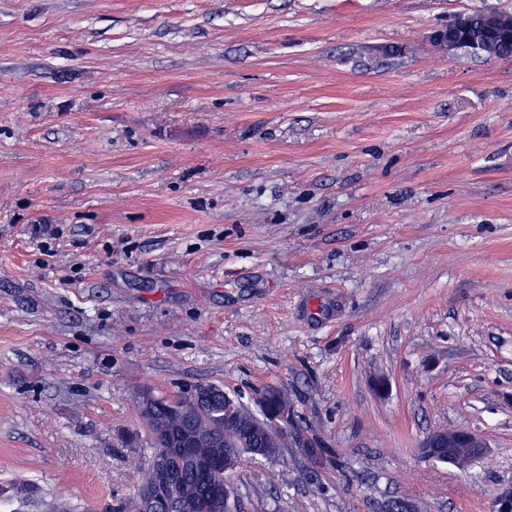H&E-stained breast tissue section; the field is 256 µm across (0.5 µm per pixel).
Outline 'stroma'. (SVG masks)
Instances as JSON below:
<instances>
[{"label": "stroma", "mask_w": 512, "mask_h": 512, "mask_svg": "<svg viewBox=\"0 0 512 512\" xmlns=\"http://www.w3.org/2000/svg\"><path fill=\"white\" fill-rule=\"evenodd\" d=\"M480 6L0 0V512L132 496L139 392L197 384L282 387L325 448L243 456L245 512H494L512 59L430 40ZM442 448H447L448 459L439 461H451L453 466L464 471L469 468L473 458L484 452L487 443L480 435L470 430L438 428L429 432L423 439L420 452L423 457L437 461Z\"/></svg>", "instance_id": "obj_1"}]
</instances>
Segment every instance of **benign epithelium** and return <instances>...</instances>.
<instances>
[{"instance_id": "1", "label": "benign epithelium", "mask_w": 512, "mask_h": 512, "mask_svg": "<svg viewBox=\"0 0 512 512\" xmlns=\"http://www.w3.org/2000/svg\"><path fill=\"white\" fill-rule=\"evenodd\" d=\"M469 20V13L462 12L453 16L448 24L435 30L431 39L434 44L450 55L464 52L468 55L484 57L486 51L475 39L463 34ZM489 29L497 36L512 42V12L497 10L487 17ZM266 440L263 447L252 448L254 456L275 458L282 449L278 448V436L286 432L293 437L298 448L308 449L310 460H315L320 442L309 430L298 425L294 410H282L270 414L262 426ZM154 444L160 451L151 457V483L139 494L138 512H157L163 501L175 500L186 512H209L210 498L200 494L176 477V465L181 458L193 460L199 469L207 471L224 462L222 457H203L196 454V445L201 438L188 426L181 424L175 428L153 435ZM447 449L448 460L459 470H466L473 458L481 455L487 443L478 434L459 428H438L427 434L423 439L420 452L429 460H438L439 451Z\"/></svg>"}]
</instances>
